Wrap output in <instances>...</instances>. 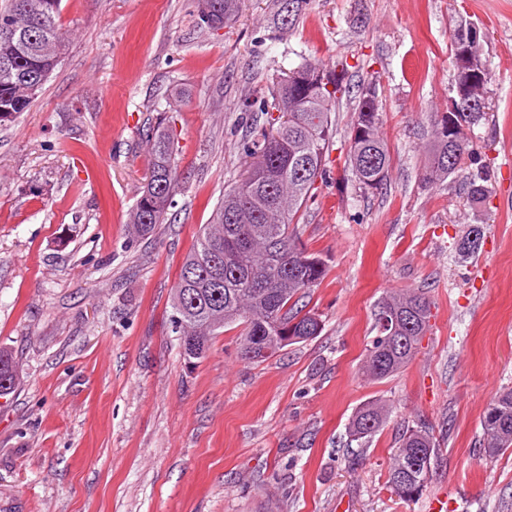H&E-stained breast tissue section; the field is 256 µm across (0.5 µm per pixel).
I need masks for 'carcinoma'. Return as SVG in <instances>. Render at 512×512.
Here are the masks:
<instances>
[{"label":"carcinoma","mask_w":512,"mask_h":512,"mask_svg":"<svg viewBox=\"0 0 512 512\" xmlns=\"http://www.w3.org/2000/svg\"><path fill=\"white\" fill-rule=\"evenodd\" d=\"M62 0H3L0 29L15 25L14 45L0 35V59L10 52V67L0 66V125L26 111L68 49L60 32ZM248 0H195L200 27L215 30L237 20ZM271 24L277 33L295 25L307 0H297L291 20L282 19L284 0H270ZM340 70L304 62L275 78L266 92L241 100L240 109L262 121L258 134L242 144L246 170L216 208L213 223L201 227L196 245L184 259L174 288L172 325L184 357L199 359L214 336L232 325L243 326L240 354L245 360L256 347L269 356L319 336L321 316L304 310L299 301L317 287L326 264L296 242L291 224L312 197L317 180L326 178L331 114L340 96L349 65ZM356 115L350 127L344 175L370 192L381 188L390 166L388 145L380 135L383 121L379 87H358ZM440 113L432 120V138L422 181L441 185L450 176L468 184V201L486 202L485 165L471 142L460 146L440 131ZM150 177L129 214L138 237L166 222L177 187L174 139L170 119L161 113L149 139ZM481 230L474 226L462 237L458 252L474 255ZM431 317V301L405 289L385 297L375 313L377 335L362 365V374L377 381L399 373L414 357ZM19 371L12 352L0 347V397L15 391ZM389 409L380 400L362 404L351 421L353 440L368 442L387 423ZM483 451L494 458L512 448V389L503 390L487 407L482 420ZM437 454L436 440L423 424L407 426L387 468L386 484L401 498L413 500L423 491Z\"/></svg>","instance_id":"obj_1"}]
</instances>
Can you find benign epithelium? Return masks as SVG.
Wrapping results in <instances>:
<instances>
[{"instance_id":"7a95c632","label":"benign epithelium","mask_w":512,"mask_h":512,"mask_svg":"<svg viewBox=\"0 0 512 512\" xmlns=\"http://www.w3.org/2000/svg\"><path fill=\"white\" fill-rule=\"evenodd\" d=\"M454 63L457 72L463 74L465 79L456 83L452 88V96L448 99V131L454 138L462 141L469 137L471 125L454 117L457 112H478L488 100L487 69L483 63L478 49L466 42H459L455 46Z\"/></svg>"}]
</instances>
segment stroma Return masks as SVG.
<instances>
[{
	"label": "stroma",
	"instance_id": "1",
	"mask_svg": "<svg viewBox=\"0 0 512 512\" xmlns=\"http://www.w3.org/2000/svg\"><path fill=\"white\" fill-rule=\"evenodd\" d=\"M477 24L490 81L471 139L490 196L426 185L431 115L448 108L450 41ZM69 49L27 112L0 126V346L23 372L0 397V512H512V450L479 449L512 388V0H310L275 36L267 0L200 28L193 0H62ZM380 83L390 168L365 193L344 178L353 95L333 120L331 164L295 225L327 273L308 299L324 328L263 362L240 328L186 360L172 330L181 264L242 169L245 97L310 60ZM174 110L179 188L166 223L134 240L146 130ZM481 248L460 257L469 225ZM432 302L412 361L381 381L361 367L387 295ZM390 408L366 447L347 442L363 403ZM439 447L422 494L386 484L404 425Z\"/></svg>",
	"mask_w": 512,
	"mask_h": 512
}]
</instances>
